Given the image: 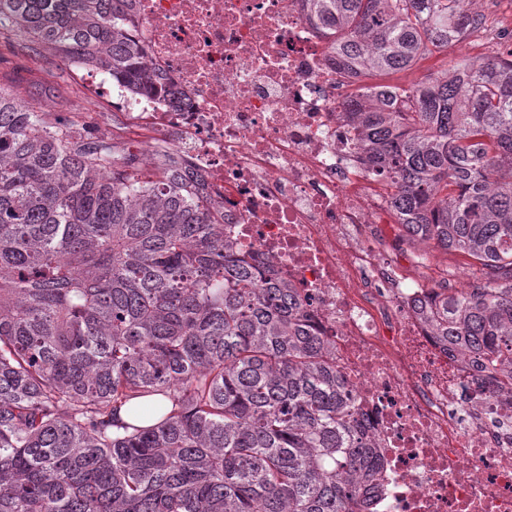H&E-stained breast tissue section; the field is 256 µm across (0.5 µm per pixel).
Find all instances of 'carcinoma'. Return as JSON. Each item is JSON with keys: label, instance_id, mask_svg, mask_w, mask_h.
Wrapping results in <instances>:
<instances>
[{"label": "carcinoma", "instance_id": "obj_1", "mask_svg": "<svg viewBox=\"0 0 512 512\" xmlns=\"http://www.w3.org/2000/svg\"><path fill=\"white\" fill-rule=\"evenodd\" d=\"M132 0H0V37L158 95ZM406 235L483 282L430 332L512 391V47L459 58L464 0H298ZM200 176L0 87V512H361L374 441L294 289L224 240ZM147 424L118 418L121 408Z\"/></svg>", "mask_w": 512, "mask_h": 512}]
</instances>
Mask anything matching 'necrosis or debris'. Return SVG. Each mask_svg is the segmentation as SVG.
Returning a JSON list of instances; mask_svg holds the SVG:
<instances>
[{
	"label": "necrosis or debris",
	"mask_w": 512,
	"mask_h": 512,
	"mask_svg": "<svg viewBox=\"0 0 512 512\" xmlns=\"http://www.w3.org/2000/svg\"><path fill=\"white\" fill-rule=\"evenodd\" d=\"M135 39L165 94L132 98L123 133L177 149L224 211V236L295 288L333 346L376 443L373 512H512V395L449 355L382 288L359 231L390 208L341 114L352 88L297 0H135Z\"/></svg>",
	"instance_id": "1"
}]
</instances>
